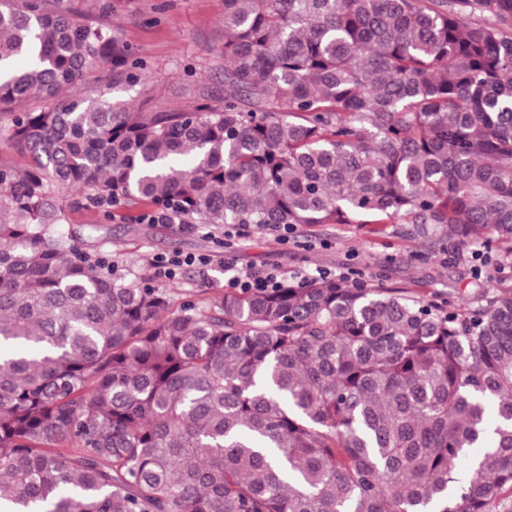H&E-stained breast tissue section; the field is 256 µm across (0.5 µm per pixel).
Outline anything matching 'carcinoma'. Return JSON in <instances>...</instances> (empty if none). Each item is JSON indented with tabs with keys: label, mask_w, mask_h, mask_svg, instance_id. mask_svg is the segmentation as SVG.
Returning a JSON list of instances; mask_svg holds the SVG:
<instances>
[{
	"label": "carcinoma",
	"mask_w": 512,
	"mask_h": 512,
	"mask_svg": "<svg viewBox=\"0 0 512 512\" xmlns=\"http://www.w3.org/2000/svg\"><path fill=\"white\" fill-rule=\"evenodd\" d=\"M47 2L0 0V106L50 101L0 123V512H512V282L177 305L56 197L511 244L512 0H224V105L185 112L59 99L146 64Z\"/></svg>",
	"instance_id": "obj_1"
}]
</instances>
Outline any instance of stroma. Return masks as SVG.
Returning a JSON list of instances; mask_svg holds the SVG:
<instances>
[{"label": "stroma", "instance_id": "35a3bbf8", "mask_svg": "<svg viewBox=\"0 0 512 512\" xmlns=\"http://www.w3.org/2000/svg\"><path fill=\"white\" fill-rule=\"evenodd\" d=\"M161 0H112L113 9L100 16V0H72L89 20H104L121 34L147 64L140 83L113 87L111 77L93 71L66 86L65 99L94 98L112 90L133 112H183L201 100L224 103V0H168V11L157 12ZM144 205L113 210L65 208L72 228L97 225L87 240L89 252L111 258L117 276L151 280V262L161 255L212 256L210 266L183 267L175 286L182 299L203 301L209 289L223 287L225 259L236 269L275 268L283 272L332 271L358 268L376 284L403 285L417 296L439 295L458 302L472 281V262L459 251L434 253L416 235L413 225L387 224L382 232L371 225L304 226L294 242L278 243L273 235L233 227L231 234L205 225L153 224L142 220Z\"/></svg>", "mask_w": 512, "mask_h": 512}]
</instances>
